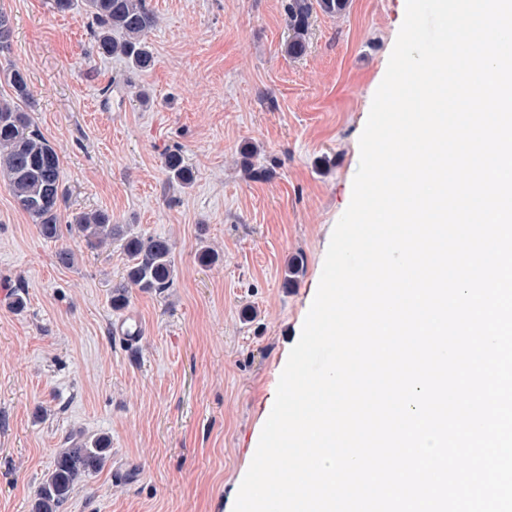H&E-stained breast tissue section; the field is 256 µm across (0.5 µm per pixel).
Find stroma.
<instances>
[{
    "instance_id": "stroma-1",
    "label": "stroma",
    "mask_w": 512,
    "mask_h": 512,
    "mask_svg": "<svg viewBox=\"0 0 512 512\" xmlns=\"http://www.w3.org/2000/svg\"><path fill=\"white\" fill-rule=\"evenodd\" d=\"M149 3L155 65L140 73L98 54L84 12L0 0L8 60L26 71L30 110L61 159L62 223L104 211L169 238L175 255L171 288L133 290L127 308L145 333L125 344L110 301L127 265L120 242L44 239L0 180V512H29L79 433L107 435L111 454L62 512H233L351 201L406 0L314 14L298 58L285 52L284 0ZM248 141L272 179L243 177ZM169 150L194 172L187 189L166 181ZM64 244L76 267L58 263ZM206 249L219 261L202 263ZM298 254L304 271L285 284Z\"/></svg>"
}]
</instances>
